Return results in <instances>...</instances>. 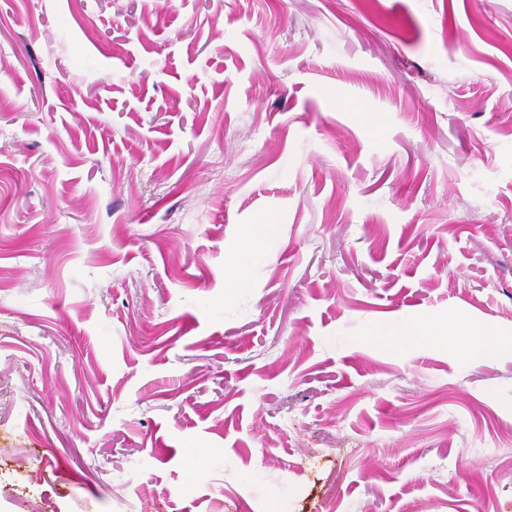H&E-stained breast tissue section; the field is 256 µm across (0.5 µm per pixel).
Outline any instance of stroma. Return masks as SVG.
I'll return each mask as SVG.
<instances>
[{
    "instance_id": "stroma-1",
    "label": "stroma",
    "mask_w": 512,
    "mask_h": 512,
    "mask_svg": "<svg viewBox=\"0 0 512 512\" xmlns=\"http://www.w3.org/2000/svg\"><path fill=\"white\" fill-rule=\"evenodd\" d=\"M1 465L512 512V0H0ZM432 324V316L426 315L417 325L388 324L382 328L381 333L383 336H394L396 339H401L403 336H419Z\"/></svg>"
}]
</instances>
